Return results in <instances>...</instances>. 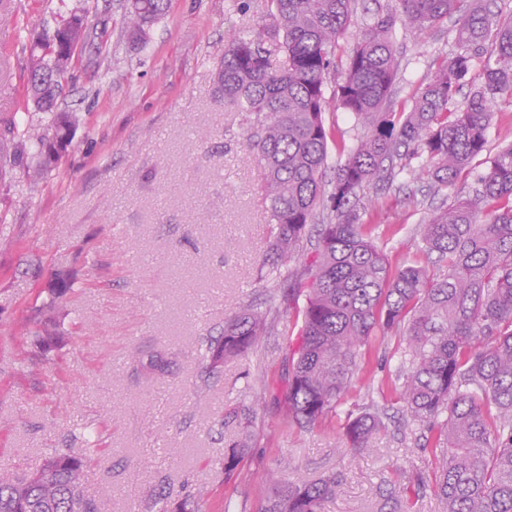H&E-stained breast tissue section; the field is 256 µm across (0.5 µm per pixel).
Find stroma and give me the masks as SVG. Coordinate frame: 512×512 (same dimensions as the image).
Instances as JSON below:
<instances>
[{
	"label": "stroma",
	"mask_w": 512,
	"mask_h": 512,
	"mask_svg": "<svg viewBox=\"0 0 512 512\" xmlns=\"http://www.w3.org/2000/svg\"><path fill=\"white\" fill-rule=\"evenodd\" d=\"M95 2L93 32L57 99L80 117L64 157L36 184L20 167L0 175V469L33 470L91 429L85 493L100 512H148L155 497L175 502L198 489L208 492L203 512H255L272 484L324 474L341 484L323 512H381L390 482L408 489L396 512H442L428 485L410 492L432 477V435L398 411L399 337L363 349L344 404L382 414L372 453L342 452L339 422L302 430L272 403L244 418L253 392L274 387L286 364L295 319L287 282L264 263L270 227L250 123L214 94L225 45L262 23L258 0H170L141 52L122 34L126 0ZM85 4L0 0V118L21 128L42 120L27 60L45 49L32 40ZM454 25L400 41L397 101L410 103L433 59L457 50ZM367 196L379 203L378 243L398 265L439 201L412 182ZM59 272L72 280L59 309L63 340L49 360L20 363L18 346L35 331L21 315ZM242 305L266 313L268 333L253 353L209 370L208 339ZM138 348L172 356L169 374L144 382L131 358ZM243 438L249 459L226 481L224 452Z\"/></svg>",
	"instance_id": "obj_1"
}]
</instances>
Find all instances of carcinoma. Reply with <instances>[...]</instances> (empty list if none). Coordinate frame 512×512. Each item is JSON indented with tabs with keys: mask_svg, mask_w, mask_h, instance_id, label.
<instances>
[{
	"mask_svg": "<svg viewBox=\"0 0 512 512\" xmlns=\"http://www.w3.org/2000/svg\"><path fill=\"white\" fill-rule=\"evenodd\" d=\"M358 0H268L254 35L232 39L217 64L216 95L224 107L252 116L248 137L262 169L270 210L272 264L299 256L308 225L317 217L316 258L295 275L305 291L301 326L278 381V408L301 429L339 415L362 359L377 337L397 333L406 421L433 433L431 487L443 512H512V143L504 145L468 196L437 208L420 227L419 252L391 268L374 232L379 225L359 202L367 189L425 180L431 196H448L460 175L487 146L494 104L512 97V15L485 9L460 11L459 0H386L354 46L344 50ZM169 0H127L133 25L125 26L134 50L168 11ZM458 14L459 50L433 60L429 81L411 108L397 103L393 87L399 60L393 31L400 23L423 36ZM493 36V61L481 73L473 60ZM29 71L62 84L59 60L31 58ZM335 89L327 92L330 74ZM470 93L457 105L464 87ZM336 104L363 128L349 148L325 125ZM51 113L47 124L18 130L0 121V161L27 170L31 181L53 165L42 152L76 128L75 112ZM344 160L336 180H324L328 142ZM445 268L431 274L426 264ZM71 290L57 278L37 313L34 345L48 357L60 340L56 303ZM267 332L265 316L250 306L225 323L224 336L208 344L209 367L246 356ZM134 362L151 382L171 361L142 351ZM384 427L373 408L344 416L343 437L354 452L372 451ZM89 449L70 448L31 473L0 470V512H98L84 496ZM248 456L243 439L224 455L232 478ZM339 480L284 481L273 486L256 512H322Z\"/></svg>",
	"mask_w": 512,
	"mask_h": 512,
	"instance_id": "1",
	"label": "carcinoma"
}]
</instances>
